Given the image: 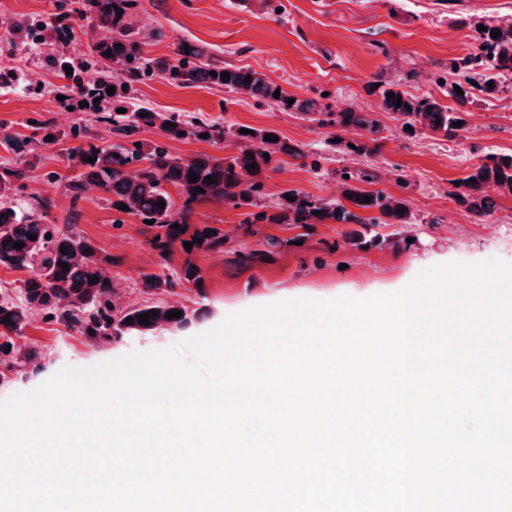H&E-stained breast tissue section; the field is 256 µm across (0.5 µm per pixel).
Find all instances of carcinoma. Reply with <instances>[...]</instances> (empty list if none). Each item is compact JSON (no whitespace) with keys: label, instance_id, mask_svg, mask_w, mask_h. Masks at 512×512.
Masks as SVG:
<instances>
[{"label":"carcinoma","instance_id":"carcinoma-1","mask_svg":"<svg viewBox=\"0 0 512 512\" xmlns=\"http://www.w3.org/2000/svg\"><path fill=\"white\" fill-rule=\"evenodd\" d=\"M136 7V0H75L70 12L41 24L47 29L53 40L57 41L70 33V14L83 15L87 12L96 17L100 28L111 33L101 39L94 50L97 58L96 77L87 85L79 84L86 95L99 97L103 101L120 96L127 81H140L160 76L172 85L189 87L197 83H206L214 88L230 92L243 93L253 98L259 105H271L286 112H298L320 127L334 130L332 137L338 139L337 146L343 151L367 156L373 151L371 144L378 141L380 125L371 113L359 108L349 107L333 112L325 96L297 99L288 104L290 96L279 85L272 82L266 74L252 68L236 67L209 56L202 49L179 44L174 61L151 59L145 55V42L140 31L129 22L130 11ZM500 31V36L492 37V32ZM477 45L473 53L455 63L448 77L443 79L441 87L456 107H448L429 95H413L402 89L398 81L378 77L381 98L379 109L402 122L403 126L418 125L431 134L454 139L466 127L463 117L464 108L471 103L474 92H491L488 83L496 81L507 73H512V23L487 24L485 30L478 32ZM110 55H105V52ZM218 76H212V73ZM229 73L230 79L222 80L219 74ZM251 77L246 83L244 79ZM115 87L110 95L106 89ZM460 87L463 94L455 92ZM279 98H274L275 91ZM393 97H387V94ZM402 99L400 107L396 100ZM123 107L126 112L119 113ZM146 117H140V114ZM440 124H435V121ZM110 125L112 137L119 142L98 147L92 143L88 148L73 149V159L82 169L80 175L67 185V197L75 204L83 198L86 190L93 186L117 198L116 204L124 203L126 213L144 221H155V226L164 230L151 240L153 247L161 251H170L176 243H192V249H215L223 244V238L210 227L196 229L184 238L189 225L179 224L176 219V202L167 191L170 185L177 189L183 198V209L199 200L218 199L234 208L249 209L257 212L246 214L244 223L258 224H407L411 219L409 204L404 198H397L384 190L361 188L364 183H374L379 177L363 169L342 174L346 188L343 199L335 202L324 201L294 190L287 194L294 197L290 202L281 195L278 202L263 207L265 186L261 175L269 167L263 154L269 158L281 153L294 159H305L309 154L303 146L290 145L279 139V132L272 128L256 129L252 134L234 131L231 136L240 142L238 153L224 158L200 154L184 159L170 153L166 141L200 139L207 135L209 141H222L226 131L218 123L210 124L204 120L185 121L170 112H155L144 106L126 103L112 107V114L105 116ZM173 126L168 127L166 123ZM152 127L160 131V139L140 142L135 146V136L139 130ZM352 130L360 132L363 140L353 142L343 134ZM270 134L276 141L264 140ZM94 157L96 161L88 162ZM256 164L250 168V164ZM197 174L194 182L189 174ZM23 177L19 169L7 170L0 176V267L27 272L16 291V297H0V383L7 382L24 373L26 369L40 364L43 354L35 347L22 349L14 338L22 335L30 314L34 311L44 314V318L65 325L78 333L91 344L110 343L123 336L149 335L164 327H186L192 323L196 313L177 302L146 301L135 307H127L116 301V285L108 274L106 264L112 259L100 255L97 247L82 234L74 224L59 226L43 224L41 220L28 214L18 216L8 202L12 181ZM214 182H207V178ZM496 187L512 194V156L487 154L476 164L472 172L459 181L452 196L468 204V209L479 216H488L494 209L491 197L486 189ZM204 189L195 192L193 188ZM371 197L365 202L363 196ZM164 201V208L157 207L158 201ZM407 212H402V209ZM369 212L365 218L359 212ZM179 229H174V224ZM36 239L31 240L29 236ZM22 242L20 249L13 243ZM67 253L60 252V248ZM68 265L64 270L58 262ZM98 281L91 282V278ZM193 285L199 293H204L203 277L198 267L186 261L182 268L163 275L149 274L142 277L143 293L152 295L175 294L183 284ZM151 310L149 324L144 325L137 316ZM170 311H180L178 318L167 319ZM94 334H89V331Z\"/></svg>","mask_w":512,"mask_h":512}]
</instances>
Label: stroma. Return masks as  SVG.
Listing matches in <instances>:
<instances>
[{"label":"stroma","instance_id":"stroma-1","mask_svg":"<svg viewBox=\"0 0 512 512\" xmlns=\"http://www.w3.org/2000/svg\"><path fill=\"white\" fill-rule=\"evenodd\" d=\"M271 15L243 8L238 0H137L133 22L142 31H157L146 52L173 57L180 43L199 46L225 63L267 74L289 95L304 98L327 94L333 110L360 107L374 112L381 126L379 148L362 158L340 151L328 129L297 112L256 105L244 94L200 84L179 87L161 78L132 83L130 102L161 112L199 116L233 129L246 126L276 129L283 140L306 147L320 163L282 157L264 178L266 191L278 196L294 189L305 195L337 199L340 172L366 166L377 169L381 189L404 193L411 221L407 224H248L242 209L217 199L193 204L191 227L211 226L224 235V245L185 256L181 248L161 254L151 241L154 226L123 213L103 193L89 189L71 202L65 184L77 175L68 158L75 140L65 133L85 127L97 144L112 137L102 109L68 110L58 100L65 83L55 63L80 65L102 36L92 17L74 22L64 45L39 36L10 43L0 35V130L20 145L13 152L0 146V165L22 169L10 201L21 214L40 211L47 224L73 222L102 255L111 257L109 272L122 288L127 306L145 299L140 280L192 260L205 279L203 290L186 284L176 302L198 311L188 327L165 328L147 336H126L103 345L88 343L64 325L31 314L17 343L42 349L40 367L0 385V400L30 391L64 368H89L133 351L173 346L201 334L233 314L294 299L367 298L391 293L403 281L437 264L498 258L512 262V195L495 196L494 212L473 216L453 197L455 182L466 177L486 154H512V82H499L494 92L478 93L468 107L466 129L448 140L423 130L403 129L400 121L379 111L371 84L378 73L408 76L414 95L443 97L437 79L453 61L471 52L479 25L512 17V0H281ZM409 183L398 190L395 173ZM377 236L375 245L356 248V237ZM281 245L269 248L268 238ZM268 250L264 262L239 263L240 254Z\"/></svg>","mask_w":512,"mask_h":512}]
</instances>
